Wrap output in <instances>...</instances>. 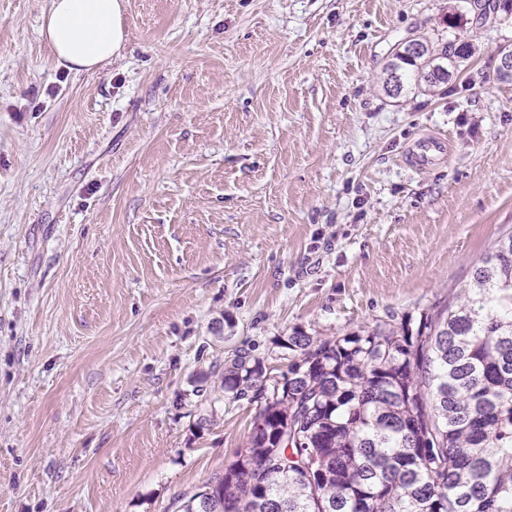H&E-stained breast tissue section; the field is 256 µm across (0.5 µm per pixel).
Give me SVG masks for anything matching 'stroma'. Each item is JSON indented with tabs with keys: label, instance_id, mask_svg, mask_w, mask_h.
<instances>
[{
	"label": "stroma",
	"instance_id": "35a3bbf8",
	"mask_svg": "<svg viewBox=\"0 0 512 512\" xmlns=\"http://www.w3.org/2000/svg\"><path fill=\"white\" fill-rule=\"evenodd\" d=\"M48 6L0 0V512H173L252 431L234 350L281 373L293 329L419 317L512 228V16L126 0L122 56L78 75ZM412 38L475 52L394 97ZM428 133L448 157L411 169Z\"/></svg>",
	"mask_w": 512,
	"mask_h": 512
}]
</instances>
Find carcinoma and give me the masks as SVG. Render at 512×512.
<instances>
[{
	"label": "carcinoma",
	"instance_id": "obj_1",
	"mask_svg": "<svg viewBox=\"0 0 512 512\" xmlns=\"http://www.w3.org/2000/svg\"><path fill=\"white\" fill-rule=\"evenodd\" d=\"M473 54L450 43L386 71L435 88ZM279 345V376L242 350L224 364V392L257 403L253 430L176 512H512V230L415 326Z\"/></svg>",
	"mask_w": 512,
	"mask_h": 512
}]
</instances>
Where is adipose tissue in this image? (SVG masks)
I'll use <instances>...</instances> for the list:
<instances>
[{
    "instance_id": "ef3b65f1",
    "label": "adipose tissue",
    "mask_w": 512,
    "mask_h": 512,
    "mask_svg": "<svg viewBox=\"0 0 512 512\" xmlns=\"http://www.w3.org/2000/svg\"><path fill=\"white\" fill-rule=\"evenodd\" d=\"M42 33L59 64L97 70L126 47L125 0H50Z\"/></svg>"
}]
</instances>
